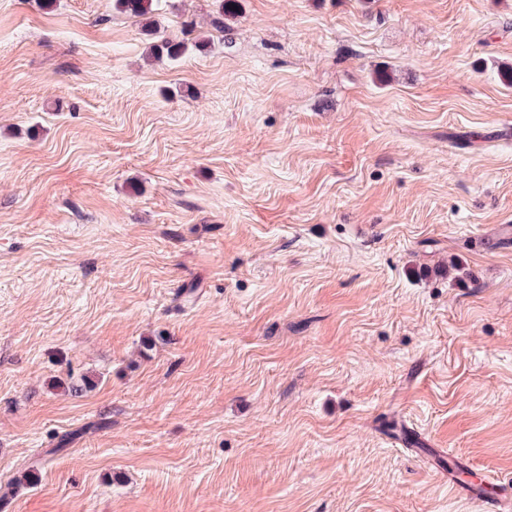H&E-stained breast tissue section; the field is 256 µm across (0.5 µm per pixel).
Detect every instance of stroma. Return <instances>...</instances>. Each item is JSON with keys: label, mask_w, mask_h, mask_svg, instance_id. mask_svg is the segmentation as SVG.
I'll return each instance as SVG.
<instances>
[{"label": "stroma", "mask_w": 512, "mask_h": 512, "mask_svg": "<svg viewBox=\"0 0 512 512\" xmlns=\"http://www.w3.org/2000/svg\"><path fill=\"white\" fill-rule=\"evenodd\" d=\"M216 17L0 0V512H481L392 437L512 482V0ZM188 51V46L185 42L175 41L169 38L162 37L150 43L149 53L154 59L166 58L170 61H177L181 59Z\"/></svg>", "instance_id": "35a3bbf8"}]
</instances>
